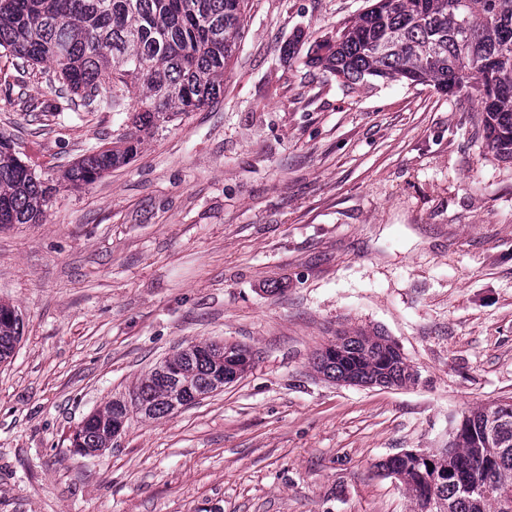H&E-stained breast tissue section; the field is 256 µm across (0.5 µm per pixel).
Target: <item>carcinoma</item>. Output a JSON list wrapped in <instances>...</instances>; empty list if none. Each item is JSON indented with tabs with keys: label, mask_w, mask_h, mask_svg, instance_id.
Listing matches in <instances>:
<instances>
[{
	"label": "carcinoma",
	"mask_w": 512,
	"mask_h": 512,
	"mask_svg": "<svg viewBox=\"0 0 512 512\" xmlns=\"http://www.w3.org/2000/svg\"><path fill=\"white\" fill-rule=\"evenodd\" d=\"M245 0H0V50L21 63L53 68L61 94L93 112L126 115L131 130L83 156L62 181L29 169L0 136V226L39 224L61 182L90 184L138 153L170 119L214 103L241 37ZM307 64L345 83L367 77L476 94L487 146L512 161V0H373L335 36L314 41ZM21 336L15 307L0 303V364ZM251 352L216 343L190 345L156 365L130 396L90 415L72 446L105 448L130 410L146 418L224 388L231 366ZM315 370L361 386L415 380L387 336H338L316 352ZM442 456L389 458L419 512H512V410L490 405L464 417Z\"/></svg>",
	"instance_id": "1"
}]
</instances>
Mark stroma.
I'll return each instance as SVG.
<instances>
[{
	"mask_svg": "<svg viewBox=\"0 0 512 512\" xmlns=\"http://www.w3.org/2000/svg\"><path fill=\"white\" fill-rule=\"evenodd\" d=\"M365 5L249 0L218 100L60 188L42 223L0 227V302L23 323L0 365V512H414L380 462L512 400V162L474 96L306 66ZM57 87L0 52V134L55 179L125 128L58 111ZM344 332L390 337L414 382L317 372ZM212 342L251 367L74 451L89 415Z\"/></svg>",
	"mask_w": 512,
	"mask_h": 512,
	"instance_id": "stroma-1",
	"label": "stroma"
}]
</instances>
